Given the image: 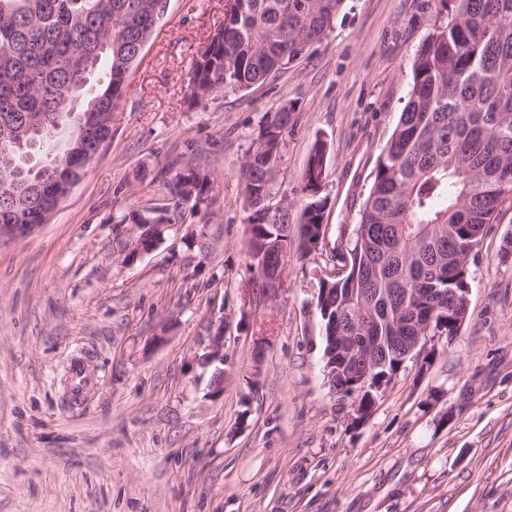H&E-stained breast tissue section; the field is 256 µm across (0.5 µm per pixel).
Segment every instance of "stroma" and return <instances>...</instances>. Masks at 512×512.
Listing matches in <instances>:
<instances>
[{
    "instance_id": "1",
    "label": "stroma",
    "mask_w": 512,
    "mask_h": 512,
    "mask_svg": "<svg viewBox=\"0 0 512 512\" xmlns=\"http://www.w3.org/2000/svg\"><path fill=\"white\" fill-rule=\"evenodd\" d=\"M225 0H168L128 75L112 138L51 219L0 241V512H512V199L470 266L468 317L409 359L367 422L325 383L316 291L330 251L276 295L249 265L239 164L294 108L271 184L300 216L327 145L329 239L353 227L441 0H345L330 35L244 92L187 104ZM211 202L122 260L119 218L166 202L174 161ZM206 228L191 249L192 225ZM223 307L224 391L201 363ZM81 373L72 390L69 380ZM327 177L326 147L324 143L316 141L311 149L304 173V189L312 192V195H316L325 185Z\"/></svg>"
}]
</instances>
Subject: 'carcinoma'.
<instances>
[{"label":"carcinoma","mask_w":512,"mask_h":512,"mask_svg":"<svg viewBox=\"0 0 512 512\" xmlns=\"http://www.w3.org/2000/svg\"><path fill=\"white\" fill-rule=\"evenodd\" d=\"M159 0H0V132L25 128V149L0 141L16 161L44 157L43 140L57 113L67 133L60 161L79 164L67 142L81 138L68 113L110 112L124 94V71L142 42L154 34ZM344 0H234L193 67L190 102L198 105L223 90L248 91L288 69L307 41L323 40ZM103 70L95 92L82 80L87 52ZM292 119L284 105L266 119L240 164L246 223L253 234L250 266L324 247L325 202L309 203L299 233L288 213L270 208V184ZM328 177L326 147L315 142L304 189L317 194ZM181 187L174 210L167 205L136 211L138 234L173 224V211L190 214L209 203L213 178L186 162L169 188ZM512 195V0H454L453 17L434 27L411 72L409 100L377 158L368 196L348 247L336 241L334 258L346 269L318 287L330 289L326 336H416L434 307L457 333L459 315L448 289L469 287L470 259L499 202ZM42 211L15 210L0 200L1 224H43Z\"/></svg>","instance_id":"obj_1"}]
</instances>
